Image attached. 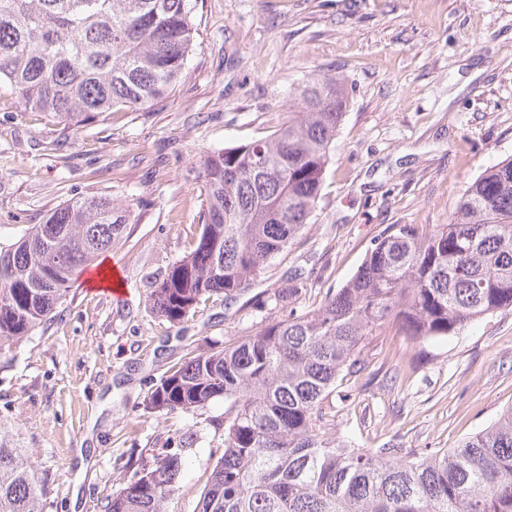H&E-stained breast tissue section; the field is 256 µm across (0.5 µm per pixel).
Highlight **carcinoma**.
Returning <instances> with one entry per match:
<instances>
[{"instance_id":"1","label":"carcinoma","mask_w":512,"mask_h":512,"mask_svg":"<svg viewBox=\"0 0 512 512\" xmlns=\"http://www.w3.org/2000/svg\"><path fill=\"white\" fill-rule=\"evenodd\" d=\"M194 41L189 0H0V83L74 131L143 109L182 76ZM273 135L206 155L207 206L193 249L150 282L152 309L178 324L206 295L232 301L311 223L349 93L313 76ZM129 206L77 196L0 242V348L53 321L77 276L122 238ZM289 309L253 336L188 356L144 408L191 413L224 399V448L199 512H512V408L455 448H353L324 431L328 397L360 371L385 326L417 342L512 309V159L465 190L448 224H391L356 273L315 308ZM184 434L137 460L104 512H165ZM45 484L0 430V512H43Z\"/></svg>"}]
</instances>
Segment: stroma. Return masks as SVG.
Returning a JSON list of instances; mask_svg holds the SVG:
<instances>
[{
	"label": "stroma",
	"mask_w": 512,
	"mask_h": 512,
	"mask_svg": "<svg viewBox=\"0 0 512 512\" xmlns=\"http://www.w3.org/2000/svg\"><path fill=\"white\" fill-rule=\"evenodd\" d=\"M195 45L179 84L144 110L72 132L0 85V236L41 223L79 195L128 204L122 241L102 258L121 293L79 276L58 317L0 349V426L46 483L44 512H102L124 462L187 436L166 512H198L224 446V402L189 416L145 409L165 372L193 349L256 334L273 298L317 306L391 224H446L467 186L512 158V0H192ZM315 75L345 78L346 117L320 211L233 302L202 298L183 322L151 309L148 276L185 256L206 208L202 157L267 137L291 94ZM328 422L357 448L395 441L455 447L512 407V310L417 343L371 337ZM79 448L93 449L80 468Z\"/></svg>",
	"instance_id": "stroma-1"
}]
</instances>
